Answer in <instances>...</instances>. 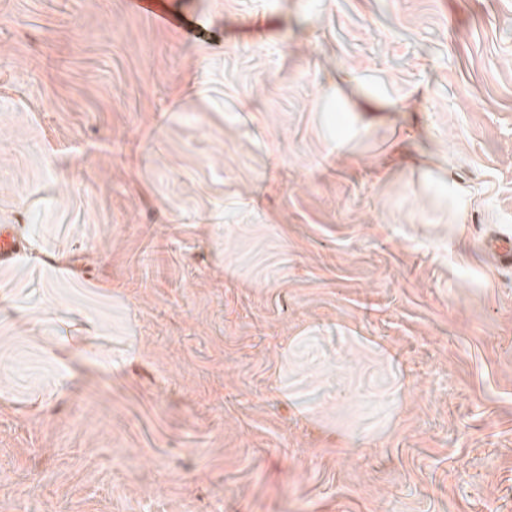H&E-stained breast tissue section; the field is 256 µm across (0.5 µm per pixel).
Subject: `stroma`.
<instances>
[{
	"instance_id": "1",
	"label": "stroma",
	"mask_w": 512,
	"mask_h": 512,
	"mask_svg": "<svg viewBox=\"0 0 512 512\" xmlns=\"http://www.w3.org/2000/svg\"><path fill=\"white\" fill-rule=\"evenodd\" d=\"M169 3L0 0V512H512V0ZM129 3L136 12L163 28L179 29L192 34L200 22L199 17L189 18L187 15L163 9L158 0H129ZM448 195L453 201V220L456 221L454 224H462L459 218L468 212L472 203L470 193L462 185L452 182L448 183ZM30 266L42 268V289L45 290L43 297L49 295L55 299V290L57 289V275L66 272L74 275L70 270L68 254L64 252H55L48 249L43 241H39L34 235L29 236V249L14 265L2 272L0 269V282L10 283L11 288H2L0 285V298L4 301L14 300L18 295L30 286V282L21 279V275L28 270ZM9 292L7 295L6 293Z\"/></svg>"
}]
</instances>
